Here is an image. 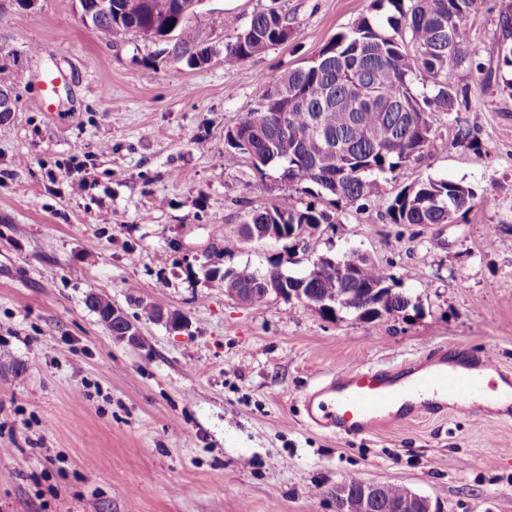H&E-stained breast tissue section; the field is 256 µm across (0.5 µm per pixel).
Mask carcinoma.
Here are the masks:
<instances>
[{"mask_svg":"<svg viewBox=\"0 0 512 512\" xmlns=\"http://www.w3.org/2000/svg\"><path fill=\"white\" fill-rule=\"evenodd\" d=\"M109 2V11L90 20L106 39L119 31L149 33L172 41L171 50L191 64L208 60V48L199 44L195 29L180 16L179 0ZM375 2L392 8L389 28L360 18L321 46L311 61L274 83H263L251 111L226 132L227 163L246 156L260 173L275 167L284 181L307 180L320 189L303 207L282 195L271 207L251 211L245 223L278 225L286 238L297 229L309 246L322 225L340 223V211L332 212L319 201L324 194L333 197L335 205L383 208L392 224H447L450 214L473 208V189L452 180L419 179L388 195L381 191L378 177L418 160L430 149L437 138L431 112H458L468 106L469 88L459 85L457 70L466 67L481 76L484 86L501 80L511 90L512 82L504 73L512 71V44L498 51L494 69L476 59L468 19L483 0ZM287 37L288 24L281 14L273 8L258 12L225 46L224 65L235 67ZM417 80L422 81L420 91ZM348 94L364 97L353 112L334 106ZM336 265L349 271V278L338 286L336 277L322 269L304 285L309 298L366 323L382 321L369 317L375 289L382 293L387 315L410 310V296L393 288L391 276L367 256L345 251ZM279 266L280 261L271 260L264 269L226 267L225 287L246 288L250 304L262 305L271 298L269 284L284 279L299 282L306 276L304 272L285 275ZM85 303L107 329H114L107 316L110 300L90 291ZM406 492L404 486H378L375 509L381 512L388 503L402 502Z\"/></svg>","mask_w":512,"mask_h":512,"instance_id":"carcinoma-1","label":"carcinoma"}]
</instances>
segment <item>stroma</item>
I'll return each instance as SVG.
<instances>
[{"label": "stroma", "mask_w": 512, "mask_h": 512, "mask_svg": "<svg viewBox=\"0 0 512 512\" xmlns=\"http://www.w3.org/2000/svg\"><path fill=\"white\" fill-rule=\"evenodd\" d=\"M373 0H204L191 19L210 59H174L161 43L84 25L78 0H6L0 65L13 112L0 122V512H336L337 485L397 484L441 512H512V422L493 415L394 422L344 438L310 427L303 396L358 361L419 360L435 347L493 349L512 369V91L460 69L469 105L434 112L428 154L382 179L471 186L452 223H390L348 205L310 251L224 240L255 209L311 183L281 181L248 159L227 164L226 131L254 105L258 80L308 61ZM505 0L469 19L483 62L496 57ZM277 8L288 38L234 68L224 47L252 16ZM55 83L51 109L40 100ZM475 127L474 144L454 140ZM86 184L74 192L75 181ZM357 249L419 306L365 323L323 317L295 300L227 297L211 269L299 272ZM137 323L116 340L89 289ZM178 313L173 329L144 313Z\"/></svg>", "instance_id": "stroma-1"}]
</instances>
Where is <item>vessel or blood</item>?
Wrapping results in <instances>:
<instances>
[{
	"mask_svg": "<svg viewBox=\"0 0 512 512\" xmlns=\"http://www.w3.org/2000/svg\"><path fill=\"white\" fill-rule=\"evenodd\" d=\"M497 369L492 352L472 360L441 347L432 351L427 362L408 367L377 368L361 363L333 373L306 394V420L309 426L348 438L387 422L433 416L448 408L462 416L473 415L479 372ZM428 389L439 394V401L424 400L394 410L400 396Z\"/></svg>",
	"mask_w": 512,
	"mask_h": 512,
	"instance_id": "b4317fda",
	"label": "vessel or blood"
}]
</instances>
